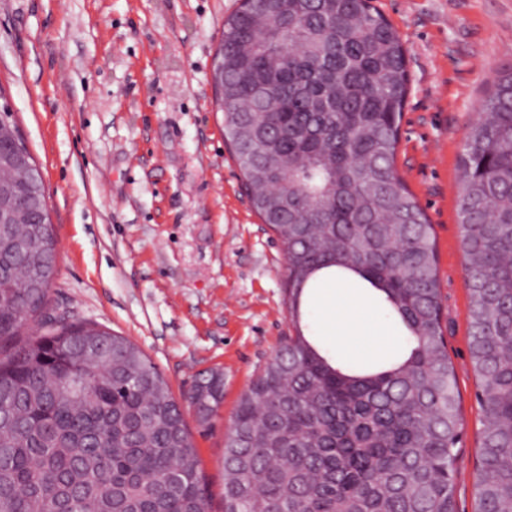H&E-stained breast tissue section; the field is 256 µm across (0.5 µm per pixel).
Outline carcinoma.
Wrapping results in <instances>:
<instances>
[{
  "mask_svg": "<svg viewBox=\"0 0 512 512\" xmlns=\"http://www.w3.org/2000/svg\"><path fill=\"white\" fill-rule=\"evenodd\" d=\"M218 60L224 138L288 261V309L329 268L384 295L404 358L340 366L303 331L238 404L224 512H455L462 418L432 224L395 168L405 49L372 0H242ZM457 215L469 350L483 412L474 512H512V59L494 72L460 155ZM0 184L42 185L26 143ZM0 512H206L199 462L168 383L129 339L42 322L51 222L0 229ZM221 379L188 395L205 424Z\"/></svg>",
  "mask_w": 512,
  "mask_h": 512,
  "instance_id": "1",
  "label": "carcinoma"
}]
</instances>
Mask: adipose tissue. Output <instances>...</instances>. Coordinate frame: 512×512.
I'll use <instances>...</instances> for the list:
<instances>
[{
  "label": "adipose tissue",
  "instance_id": "obj_1",
  "mask_svg": "<svg viewBox=\"0 0 512 512\" xmlns=\"http://www.w3.org/2000/svg\"><path fill=\"white\" fill-rule=\"evenodd\" d=\"M325 333L336 346L351 349L356 337H364L366 352L393 348L394 334L374 316L371 303L346 282L325 277L317 297Z\"/></svg>",
  "mask_w": 512,
  "mask_h": 512
}]
</instances>
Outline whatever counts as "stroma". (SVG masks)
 <instances>
[{
	"mask_svg": "<svg viewBox=\"0 0 512 512\" xmlns=\"http://www.w3.org/2000/svg\"><path fill=\"white\" fill-rule=\"evenodd\" d=\"M241 0H0V100L39 167L54 225L48 316L129 338L170 384L224 512V439L240 396L294 332L280 243L224 146L211 65ZM405 50L396 167L437 253L463 430L456 512H474L482 410L469 358L459 155L512 57V0H374ZM224 399L200 424L206 372Z\"/></svg>",
	"mask_w": 512,
	"mask_h": 512,
	"instance_id": "stroma-1",
	"label": "stroma"
}]
</instances>
